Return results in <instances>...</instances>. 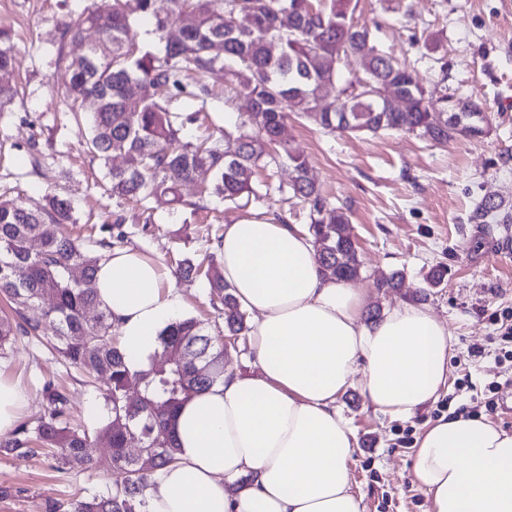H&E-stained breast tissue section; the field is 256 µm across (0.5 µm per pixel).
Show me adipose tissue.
Wrapping results in <instances>:
<instances>
[{
    "label": "adipose tissue",
    "mask_w": 512,
    "mask_h": 512,
    "mask_svg": "<svg viewBox=\"0 0 512 512\" xmlns=\"http://www.w3.org/2000/svg\"><path fill=\"white\" fill-rule=\"evenodd\" d=\"M221 269L254 315L259 374H225L174 422L178 460L146 491L149 512H362L349 463L356 440L336 406L350 386L382 414L407 417L448 382L450 333L402 300L366 325L367 291L325 275L299 225H225ZM97 296L129 366H148L184 301L162 263L106 254ZM413 474L430 512H512V432L475 417L439 419L418 437Z\"/></svg>",
    "instance_id": "1"
}]
</instances>
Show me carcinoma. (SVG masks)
<instances>
[{
  "label": "carcinoma",
  "mask_w": 512,
  "mask_h": 512,
  "mask_svg": "<svg viewBox=\"0 0 512 512\" xmlns=\"http://www.w3.org/2000/svg\"><path fill=\"white\" fill-rule=\"evenodd\" d=\"M156 0H101L71 11L62 37L83 39L91 32L92 47L81 61L59 43L55 65L62 71L70 100L79 112L86 97L98 101L88 119L87 150L108 161L124 154L136 164L108 171L112 198L145 202L157 195L178 199V183L199 181L200 198L234 202L254 192L255 170L285 156L292 169L288 191L306 208L323 272L340 281H354L362 260L344 208L323 196L309 175L307 158L288 146L291 117L304 118L332 133L404 132L445 144L455 135L487 133L488 113L476 100L467 111L448 114V96H438L419 82L414 71L375 45L373 31L354 22V0H170L160 14ZM192 16L183 24L184 14ZM289 15V26L283 16ZM152 25L151 33L164 52L154 54L133 44L134 20ZM104 41L112 56L101 58L93 44ZM7 31L0 29V70L12 69ZM220 42L221 55L208 46ZM351 54L365 59L362 79L372 83L366 94L360 80L344 73ZM222 80L243 93L248 112L224 125L222 134L185 142L182 128L207 111L209 84ZM138 93H129L130 87ZM335 97L322 101L326 88ZM402 96L405 107L392 109L381 92ZM190 101L195 109L178 112L174 103ZM502 204L481 200L471 219L484 221ZM73 220L70 203L45 195L39 201L0 198V294L13 304V315H0V354L19 336L38 337L54 329L53 349L66 362L81 368L95 383L103 400L96 425L71 423L67 395L44 384L47 413L36 425L22 423L0 448L31 454L51 449L66 464H95L112 479L103 494L76 499L71 512H148L145 491L166 465L176 460L170 420L192 395L224 381V344L208 334L203 323L180 320L159 334L167 364L132 371L128 356L115 340L117 327L96 295L95 273L104 255L82 239L58 235L56 227ZM40 242V249L30 247ZM21 265L26 276L9 277ZM178 279L206 277L211 304L224 315L233 336L245 329V313L224 282L217 256L186 258L173 271ZM403 272L376 275L380 291L400 287ZM140 443L142 458L130 453ZM109 449L94 460L92 449Z\"/></svg>",
  "instance_id": "cac0c4a2"
}]
</instances>
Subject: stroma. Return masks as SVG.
I'll return each instance as SVG.
<instances>
[{
  "label": "stroma",
  "mask_w": 512,
  "mask_h": 512,
  "mask_svg": "<svg viewBox=\"0 0 512 512\" xmlns=\"http://www.w3.org/2000/svg\"><path fill=\"white\" fill-rule=\"evenodd\" d=\"M92 0H0V26L11 34L18 93L0 112V195L70 200L74 221L66 235L101 238V225L123 233V244L158 259L176 260L214 251L217 231L246 218H281L301 224L305 213L290 199L287 161L265 167L254 192L233 203L211 199L196 206L197 189L181 187L182 203L164 196L149 203L115 204L103 161L86 149L87 125L68 112L65 87L53 63L62 24L72 9ZM412 10L405 20L404 10ZM356 20L375 27L380 48L405 60L426 87L486 103L489 132L457 136L440 145L413 135H329L302 119L288 123L294 148L330 200L345 206L364 265L357 287L371 304L388 309L412 299L428 305L452 334L448 385L436 402L413 417L375 412L358 386L338 401L356 438L350 465L362 512H430L426 491L414 480L412 457L425 427L462 407L512 431V417L486 413L488 382L512 378L495 362L499 348L490 315L512 307V223L475 224L469 217L484 197L512 214V0H358ZM447 267L444 282L429 287L427 273ZM404 273L401 288L378 292L379 271ZM185 314L203 320L212 335L224 319L209 304L206 281H179ZM483 356H471L473 346ZM0 370L22 380L28 393L23 421L44 414L46 381L65 385L76 421L100 416L96 391L76 368L64 365L36 339L21 337L0 357ZM470 390L458 391L464 375ZM102 470L59 468L44 454L0 452V512H52L55 504L105 492Z\"/></svg>",
  "instance_id": "obj_1"
}]
</instances>
